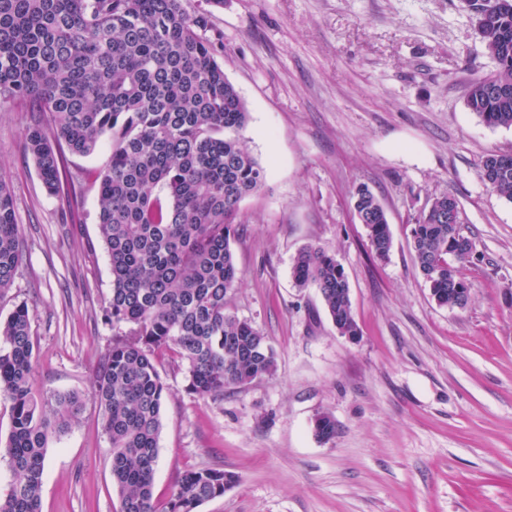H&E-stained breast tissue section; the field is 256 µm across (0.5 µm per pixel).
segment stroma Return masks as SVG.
<instances>
[{"label": "stroma", "mask_w": 512, "mask_h": 512, "mask_svg": "<svg viewBox=\"0 0 512 512\" xmlns=\"http://www.w3.org/2000/svg\"><path fill=\"white\" fill-rule=\"evenodd\" d=\"M183 6L221 37L218 61L249 112L241 136L265 169L241 203L242 281L228 310L267 337L277 369L211 400L158 357L169 396L155 499L185 471L220 468L236 481L198 512H512V203L480 178L487 154L512 153V128L466 106L471 84L495 69L466 0ZM30 121L26 103H0V176L24 253L0 317L28 306L35 392L86 402L49 444L42 510L117 512L94 403L113 330L92 177L110 148L64 153L61 189L48 193L26 148ZM362 184L388 216L384 259L354 215ZM443 194L474 243L463 309L435 301L411 250L418 215ZM309 245L342 264L356 339L337 333L317 288L295 286L293 259ZM321 413L337 424L326 442L313 428Z\"/></svg>", "instance_id": "obj_1"}]
</instances>
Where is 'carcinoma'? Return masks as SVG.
<instances>
[{
	"mask_svg": "<svg viewBox=\"0 0 512 512\" xmlns=\"http://www.w3.org/2000/svg\"><path fill=\"white\" fill-rule=\"evenodd\" d=\"M480 7L496 69L470 87L466 105L486 126L512 128V0ZM206 27V14L187 12L182 0H0V101L28 103L27 146L47 190L60 188V146L90 156L109 142L94 184L111 275L105 318L115 334L94 402L110 443L119 512H197L235 480L218 468L190 470L167 501L154 499L167 397L158 355L185 366L189 393L213 400L277 367L267 338L226 312L240 282L231 248L240 203L262 186L265 169L239 138L249 112L216 59L220 40L205 37ZM481 174L512 202V154H488ZM353 198L371 250L387 258L392 238L383 206L365 185ZM455 205L445 194L420 214L412 250L436 301L464 308L469 291L458 265L470 261L474 245L450 214ZM23 260L13 195L0 177L1 295ZM292 275L296 286L317 288L339 335H358L336 256L307 246ZM35 352L20 303L0 319V399L11 413L0 456L13 475L0 512H42L49 442L85 410L77 394L33 392ZM316 427L320 437L336 436L329 413L318 415Z\"/></svg>",
	"mask_w": 512,
	"mask_h": 512,
	"instance_id": "1",
	"label": "carcinoma"
}]
</instances>
